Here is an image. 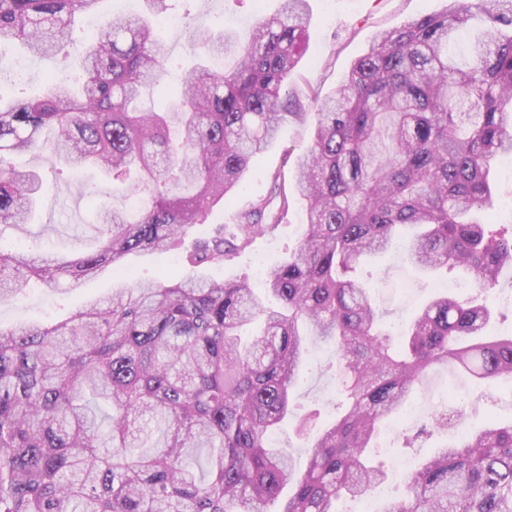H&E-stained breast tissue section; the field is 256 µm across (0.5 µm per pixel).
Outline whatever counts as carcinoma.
<instances>
[{
	"instance_id": "obj_1",
	"label": "carcinoma",
	"mask_w": 512,
	"mask_h": 512,
	"mask_svg": "<svg viewBox=\"0 0 512 512\" xmlns=\"http://www.w3.org/2000/svg\"><path fill=\"white\" fill-rule=\"evenodd\" d=\"M100 2L0 0V44L65 64L76 17ZM146 2L148 19H101L80 87L0 103V226L30 223L39 201V176L10 162L19 152L94 168L142 199L132 212L93 204L102 244L76 257L0 246V299L78 288L108 268L119 277L142 252L177 254L191 273L120 282L46 326H0V512H340L383 482L366 450L432 370L512 382V335H486L512 224L485 215L494 161L512 155V0H446L377 34L334 97L312 93V142L283 156L293 193L272 174L267 196L202 241L279 128L307 120L280 100L307 49V0H281L244 38L199 22L198 63L150 112L137 100L169 89L160 29L180 0ZM225 55L232 67L209 68ZM294 193L302 230L265 275L278 306L244 278L197 273L274 235ZM401 235L408 263L461 269L478 294L439 288L395 338L358 268ZM310 336L335 350L338 417L317 432V413H295ZM289 416L313 436L302 472L267 444ZM405 487L378 512H512V421L438 448Z\"/></svg>"
}]
</instances>
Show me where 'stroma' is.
Instances as JSON below:
<instances>
[{"label":"stroma","mask_w":512,"mask_h":512,"mask_svg":"<svg viewBox=\"0 0 512 512\" xmlns=\"http://www.w3.org/2000/svg\"><path fill=\"white\" fill-rule=\"evenodd\" d=\"M310 12L309 45L306 54L281 89L282 98H296L304 108H311L310 90L321 96L334 94L342 85L355 59L368 48L373 37L383 29L400 27L422 15L440 11L444 0H308ZM280 0H188V17L179 25L163 30L169 46L170 65L174 71L191 68L197 56L189 39L191 20H208L238 30L250 27L256 15L277 10ZM88 41L86 20H78L72 41L67 45L69 66L60 69L54 56L34 57L26 51L7 47L0 50V69L9 71L24 66L23 82H0V98L11 101L36 96L45 87L47 76L65 73L71 83L82 81L84 72L80 66ZM311 143V127L302 123L284 125L267 151L248 173L235 195L236 205L265 196L269 190L268 175L281 171L285 182H292L293 171L283 164V151L287 146L304 150ZM13 165L33 168L43 174L42 195L45 204L32 223L24 228L0 229V241L8 244L37 245L46 252L70 256L95 249L99 245L97 226L90 205L91 200L112 197L115 206L128 205L130 199L123 192L108 194L106 178L88 169L81 172L54 171L53 160L36 152L13 155ZM303 205L294 201L286 224L271 237L257 238L253 245L233 264L207 269L208 277L215 280L248 276L255 289H262L263 280L255 276L257 260L267 253L284 256L297 233L302 218ZM363 273L371 275L377 285L379 303L385 310L387 326L402 325L412 316L417 306L430 297L438 281L432 274L417 273L403 263L398 254L369 261L362 266ZM112 289V273L104 271L86 281L82 287H62L53 291L35 290L26 298L0 302V325L7 327L17 321L43 322L50 318H64L84 307L92 300L100 299ZM309 357L303 366V382L299 388V401L307 407L321 409L323 418H331L330 401L335 384L327 371L333 360L330 348L318 340H310ZM466 393L464 407L447 403L448 415L463 413L464 422L472 428H482L489 420L500 422L512 419V394L493 383L475 384L457 372L438 369L431 372L411 397L416 415L403 419L401 431L413 434L426 419L448 388ZM456 436L454 427L435 434L430 439L416 442L414 447L403 448L399 443L387 442L381 446L378 460L384 461L387 474L378 491L379 497L388 501L401 500L404 495L402 480L394 465L402 459L420 460L433 454L437 448Z\"/></svg>","instance_id":"obj_1"}]
</instances>
